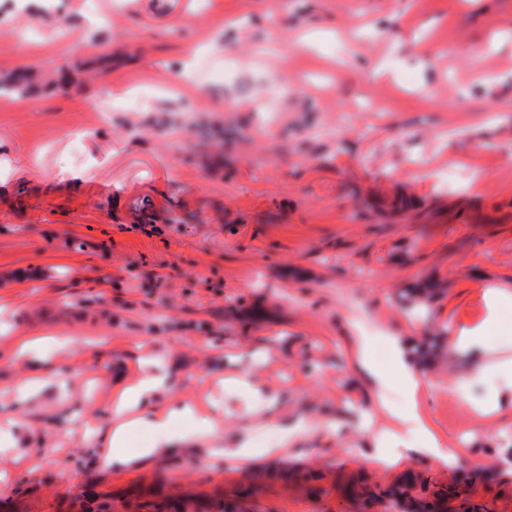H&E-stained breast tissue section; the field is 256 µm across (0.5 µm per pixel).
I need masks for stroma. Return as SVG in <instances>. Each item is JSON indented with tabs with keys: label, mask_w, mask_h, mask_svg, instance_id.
Instances as JSON below:
<instances>
[{
	"label": "stroma",
	"mask_w": 512,
	"mask_h": 512,
	"mask_svg": "<svg viewBox=\"0 0 512 512\" xmlns=\"http://www.w3.org/2000/svg\"><path fill=\"white\" fill-rule=\"evenodd\" d=\"M10 9L0 74L33 69L43 87L0 105V429L27 425L0 455V512H75L88 488L127 512L128 491L161 472L193 496L252 487L253 512H359L350 476L386 488L414 471L441 487L475 467L495 477L472 502L512 512V393L479 413L487 386L451 347L415 393L383 396L354 357L358 328L379 366L388 337L420 339L395 303L419 277L441 283L434 323L452 337L482 320L487 292L512 291V0ZM453 161L476 168L477 189L442 184ZM21 333L46 339L27 360ZM144 357L168 365L159 404L217 415L225 445L274 448L294 420L311 427L236 467L178 448L99 466ZM387 400L416 404L456 468L405 448L376 463L375 436L396 426ZM273 465L321 471L323 494L268 477Z\"/></svg>",
	"instance_id": "35a3bbf8"
}]
</instances>
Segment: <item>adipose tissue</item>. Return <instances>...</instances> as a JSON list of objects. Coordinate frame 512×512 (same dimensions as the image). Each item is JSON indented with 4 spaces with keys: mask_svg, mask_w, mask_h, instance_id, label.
Returning <instances> with one entry per match:
<instances>
[{
    "mask_svg": "<svg viewBox=\"0 0 512 512\" xmlns=\"http://www.w3.org/2000/svg\"><path fill=\"white\" fill-rule=\"evenodd\" d=\"M512 300V294L496 290L486 297L485 315L482 321L471 328L462 329L455 338L460 353L475 354L470 373L479 381H487L492 375H512V354L492 345L489 334L497 325L502 305ZM392 359L389 368L369 367L368 372L378 389H385L392 380H400L407 390H415L421 376L407 354L409 344L400 337L390 339ZM171 388V380L162 363H154L144 369L137 380L126 387L113 409V424L107 436V446L99 457L104 466L124 467L135 463H146L167 453L173 443H180L184 450L201 451L202 462L212 457H223L230 465H243L257 456V449L247 444L234 448L224 445V427L209 414L198 412L193 406L176 403L156 405V398ZM397 433L378 435L376 458L384 463L397 460L398 452L390 448L393 437L415 439L417 454L434 460L445 468L455 467L458 461L457 449L445 446L428 428L416 409L396 414ZM187 421L188 427L181 434H174L176 421ZM137 427L147 429L152 435L149 448L132 456L125 452L124 444L129 432Z\"/></svg>",
    "mask_w": 512,
    "mask_h": 512,
    "instance_id": "ef3b65f1",
    "label": "adipose tissue"
}]
</instances>
